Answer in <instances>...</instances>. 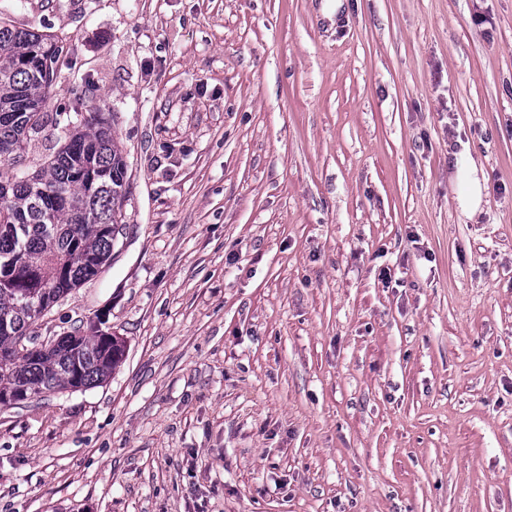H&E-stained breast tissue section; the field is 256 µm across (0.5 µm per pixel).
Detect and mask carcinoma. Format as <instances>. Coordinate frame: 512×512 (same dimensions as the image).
<instances>
[{
	"label": "carcinoma",
	"instance_id": "1",
	"mask_svg": "<svg viewBox=\"0 0 512 512\" xmlns=\"http://www.w3.org/2000/svg\"><path fill=\"white\" fill-rule=\"evenodd\" d=\"M63 40L0 18V162L11 167L60 126L46 111ZM127 163L112 119L96 110L64 132V142L33 156L24 172L0 176V409L43 394L101 385L122 363V338L90 326L47 341L34 354L17 350L33 332L35 311H51L96 278L112 256L123 221Z\"/></svg>",
	"mask_w": 512,
	"mask_h": 512
}]
</instances>
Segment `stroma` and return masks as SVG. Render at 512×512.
Here are the masks:
<instances>
[{
	"label": "stroma",
	"mask_w": 512,
	"mask_h": 512,
	"mask_svg": "<svg viewBox=\"0 0 512 512\" xmlns=\"http://www.w3.org/2000/svg\"><path fill=\"white\" fill-rule=\"evenodd\" d=\"M112 117L124 222L0 410V512H512V0H0ZM481 167L462 214L458 165Z\"/></svg>",
	"instance_id": "1"
}]
</instances>
